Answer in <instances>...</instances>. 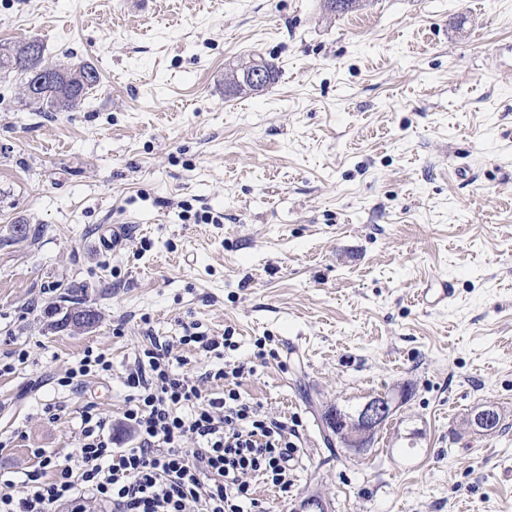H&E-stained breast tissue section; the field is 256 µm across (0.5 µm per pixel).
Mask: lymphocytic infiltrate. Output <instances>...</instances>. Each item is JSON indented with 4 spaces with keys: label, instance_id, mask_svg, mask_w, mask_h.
I'll return each instance as SVG.
<instances>
[{
    "label": "lymphocytic infiltrate",
    "instance_id": "f902f5d3",
    "mask_svg": "<svg viewBox=\"0 0 512 512\" xmlns=\"http://www.w3.org/2000/svg\"><path fill=\"white\" fill-rule=\"evenodd\" d=\"M172 344L150 339L123 380L134 444L116 448L95 405L81 413L75 463L33 449L19 493L0 494V512H53L87 501L112 512H256L253 479L287 492L295 445L288 424L265 415L236 389L204 394L174 372Z\"/></svg>",
    "mask_w": 512,
    "mask_h": 512
}]
</instances>
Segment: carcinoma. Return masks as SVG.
Instances as JSON below:
<instances>
[{"mask_svg":"<svg viewBox=\"0 0 512 512\" xmlns=\"http://www.w3.org/2000/svg\"><path fill=\"white\" fill-rule=\"evenodd\" d=\"M44 47L36 39L13 45H0V72H15L21 76V95L34 112H71L82 106L99 84L97 69L87 61L48 63L43 57ZM267 74L266 83L256 85L251 81L252 72ZM278 68L264 59H245L225 69L224 87L238 93L258 91L273 83ZM80 307L66 311L53 323L56 329H85Z\"/></svg>","mask_w":512,"mask_h":512,"instance_id":"carcinoma-1","label":"carcinoma"}]
</instances>
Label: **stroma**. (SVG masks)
<instances>
[{"mask_svg": "<svg viewBox=\"0 0 512 512\" xmlns=\"http://www.w3.org/2000/svg\"><path fill=\"white\" fill-rule=\"evenodd\" d=\"M30 39L100 83L33 112L0 77L1 475L71 455L90 401L128 446L150 332L205 393L246 364L238 391L287 420L292 485L255 481L265 512H512V0H0V43ZM257 56L276 81L225 93ZM441 280L453 299L421 304ZM73 283L100 319L50 331ZM195 328L236 347L180 344ZM88 349L111 374L59 386ZM400 390L368 447L326 440V411ZM482 405L495 434L466 424Z\"/></svg>", "mask_w": 512, "mask_h": 512, "instance_id": "obj_1", "label": "stroma"}]
</instances>
